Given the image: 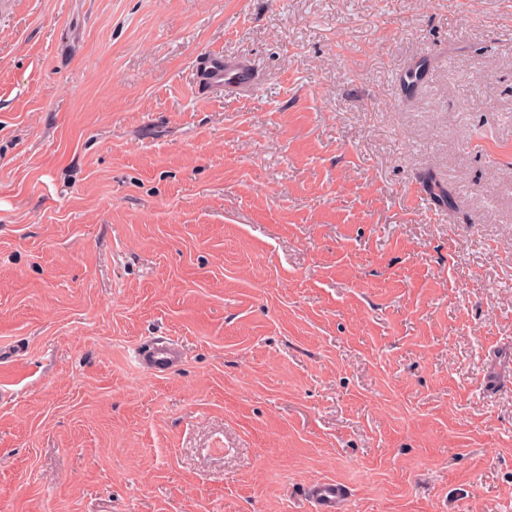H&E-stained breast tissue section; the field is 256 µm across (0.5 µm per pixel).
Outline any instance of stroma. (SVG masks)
Returning a JSON list of instances; mask_svg holds the SVG:
<instances>
[{
  "mask_svg": "<svg viewBox=\"0 0 512 512\" xmlns=\"http://www.w3.org/2000/svg\"><path fill=\"white\" fill-rule=\"evenodd\" d=\"M323 480L512 512V0H0V512ZM204 80L211 85L249 87L255 83L256 71L245 59L227 54H212L204 70ZM140 365L155 376L166 375L179 361L180 354L174 340H151L138 347Z\"/></svg>",
  "mask_w": 512,
  "mask_h": 512,
  "instance_id": "stroma-1",
  "label": "stroma"
}]
</instances>
